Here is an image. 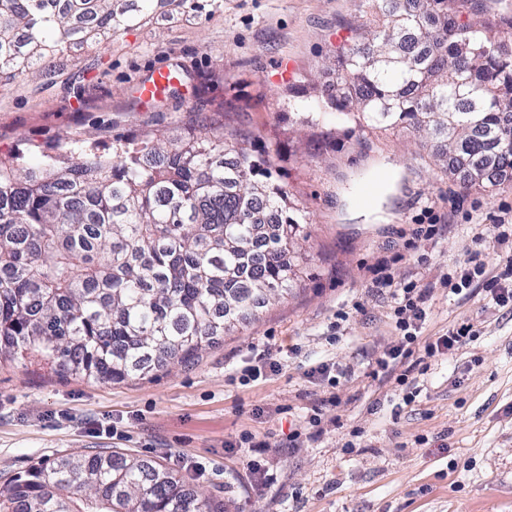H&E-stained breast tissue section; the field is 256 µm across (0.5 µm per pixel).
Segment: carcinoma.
<instances>
[{"label": "carcinoma", "mask_w": 512, "mask_h": 512, "mask_svg": "<svg viewBox=\"0 0 512 512\" xmlns=\"http://www.w3.org/2000/svg\"><path fill=\"white\" fill-rule=\"evenodd\" d=\"M363 38L336 56V94L310 102L372 129L410 126L462 159L468 183L512 166V51L465 12L478 0H364ZM113 0H0V79L42 76L68 42L130 29ZM250 135L69 140L43 163L0 157V358L37 352L87 379L187 364L297 276L304 210ZM0 512H224L162 464L99 452L0 485Z\"/></svg>", "instance_id": "cac0c4a2"}]
</instances>
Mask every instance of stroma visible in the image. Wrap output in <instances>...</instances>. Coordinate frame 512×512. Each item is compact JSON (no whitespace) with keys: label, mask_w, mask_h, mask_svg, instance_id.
I'll list each match as a JSON object with an SVG mask.
<instances>
[{"label":"stroma","mask_w":512,"mask_h":512,"mask_svg":"<svg viewBox=\"0 0 512 512\" xmlns=\"http://www.w3.org/2000/svg\"><path fill=\"white\" fill-rule=\"evenodd\" d=\"M360 10L361 0H155L111 40L67 46L49 76L0 85V152L33 163L72 139L108 154L116 135L244 130L255 153L276 152L275 180L308 215L288 295L189 365L114 382L37 354L1 359L0 484L103 451L159 462L226 512H512V306L495 304L480 277L459 294L441 284L474 259L502 265L504 250L475 234L512 218V182L466 188L406 129L364 132L335 112L301 122L293 92L334 89ZM161 68L180 83L163 102L138 100V83ZM435 217L444 231L416 237ZM382 268L429 289L422 339L466 323L477 332L414 370L409 403L373 374L398 338ZM271 360L278 371L244 379ZM323 362L337 385L311 377ZM316 412L325 432L312 439ZM295 431L308 436L298 448ZM245 434L264 445L265 479L232 447Z\"/></svg>","instance_id":"1"}]
</instances>
